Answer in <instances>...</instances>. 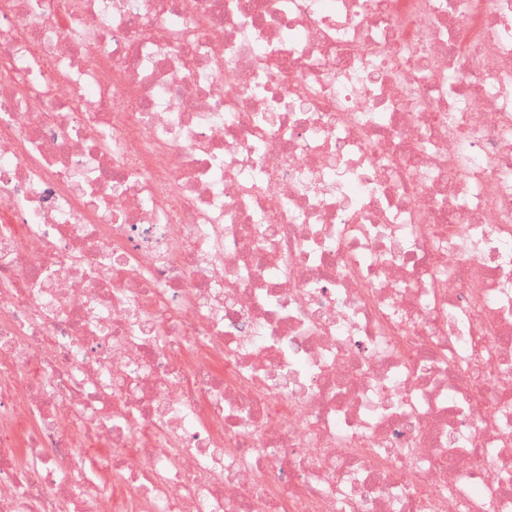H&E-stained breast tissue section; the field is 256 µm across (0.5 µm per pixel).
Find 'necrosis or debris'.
<instances>
[{"instance_id": "4bbe7bcc", "label": "necrosis or debris", "mask_w": 512, "mask_h": 512, "mask_svg": "<svg viewBox=\"0 0 512 512\" xmlns=\"http://www.w3.org/2000/svg\"><path fill=\"white\" fill-rule=\"evenodd\" d=\"M0 512H512V0H0Z\"/></svg>"}]
</instances>
